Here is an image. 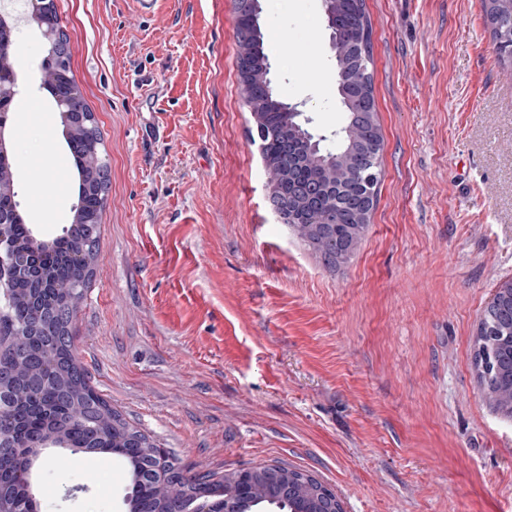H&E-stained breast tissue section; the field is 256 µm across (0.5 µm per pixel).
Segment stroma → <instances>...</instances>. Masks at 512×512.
I'll use <instances>...</instances> for the list:
<instances>
[{"label": "stroma", "mask_w": 512, "mask_h": 512, "mask_svg": "<svg viewBox=\"0 0 512 512\" xmlns=\"http://www.w3.org/2000/svg\"><path fill=\"white\" fill-rule=\"evenodd\" d=\"M102 134L108 194L72 322L90 385L194 472L299 468L344 512H512V419L482 394L474 336L512 279V76L482 0H366L384 138L377 205L332 269L281 224L250 135L235 0H55ZM281 99L343 123L321 0H261ZM7 136L27 222L70 224L78 177L14 30ZM109 454L39 468V512H124Z\"/></svg>", "instance_id": "obj_1"}]
</instances>
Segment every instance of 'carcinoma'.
Here are the masks:
<instances>
[{"instance_id":"carcinoma-1","label":"carcinoma","mask_w":512,"mask_h":512,"mask_svg":"<svg viewBox=\"0 0 512 512\" xmlns=\"http://www.w3.org/2000/svg\"><path fill=\"white\" fill-rule=\"evenodd\" d=\"M496 50L512 58V0H483ZM38 22L51 17L57 42L69 46L54 0H30ZM336 63H348L350 84L338 95L345 116H354L349 135L334 150L309 149L289 132L294 118L280 103L266 78L264 33L260 18L237 4L239 48L247 49L249 70L246 105L259 114L255 122L259 148L270 167L269 181L280 222L337 267L352 257L366 225L358 210L365 179L378 185L379 165L352 154L332 178L336 158L349 148L371 152L381 139L379 124L357 115L375 111L371 32L365 0H339L336 7ZM41 85L53 99L64 98L82 122H71L66 142L75 160L78 197L68 237H37L16 199L13 163L0 155V225H6L5 246L17 253L4 273L0 290V505L4 512H29L31 486L22 478L16 451L41 448L50 441L86 453H111L127 464L130 491L127 512H177L196 496L223 499L235 473H185L179 458L112 408L88 381L71 334V322L93 275L96 248L85 246L88 232L100 227L108 190V166L95 116L87 106L71 69L45 58ZM0 85L17 94L12 55L0 53ZM85 250L77 262L72 254ZM474 366L486 399L512 418V281L499 285L485 308L474 340ZM255 492L241 499V512H336L337 496L308 472L282 465H264L253 474Z\"/></svg>"}]
</instances>
